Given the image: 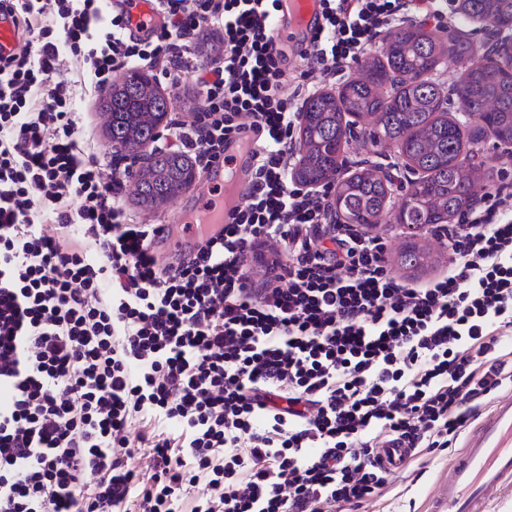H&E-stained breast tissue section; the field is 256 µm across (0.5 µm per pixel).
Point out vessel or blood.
Instances as JSON below:
<instances>
[{"mask_svg":"<svg viewBox=\"0 0 512 512\" xmlns=\"http://www.w3.org/2000/svg\"><path fill=\"white\" fill-rule=\"evenodd\" d=\"M133 35L146 36L162 26L154 0H128ZM322 23L321 0H280L271 15V26L282 52L300 55L311 48V39ZM19 43L10 18L0 16V58L12 55ZM254 154L246 139L230 137L224 155L205 176L195 204L176 224L156 227L154 242L184 247L209 239L231 223L235 208L224 205V181L235 177L238 195L251 188ZM512 487V396L497 402L453 463L433 499L434 512H488L491 496Z\"/></svg>","mask_w":512,"mask_h":512,"instance_id":"1","label":"vessel or blood"}]
</instances>
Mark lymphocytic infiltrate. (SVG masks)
<instances>
[{
  "instance_id": "obj_1",
  "label": "lymphocytic infiltrate",
  "mask_w": 512,
  "mask_h": 512,
  "mask_svg": "<svg viewBox=\"0 0 512 512\" xmlns=\"http://www.w3.org/2000/svg\"><path fill=\"white\" fill-rule=\"evenodd\" d=\"M275 2L156 0L164 23L139 40L125 0H0L38 36L0 59V512H177L200 484L192 512L341 510L385 486L381 448L452 449L475 403L512 390V183L436 225L450 265L419 284L392 273L385 239L333 223V184L290 174L302 99L385 31L446 30L445 0H322L291 70ZM210 33L223 58L190 64ZM136 67L198 89L197 121L169 127L168 149L208 168L246 132L256 156L234 223L175 267L78 136L80 93ZM268 243L259 286L248 256ZM145 420L167 429L146 439L143 479L125 449Z\"/></svg>"
}]
</instances>
